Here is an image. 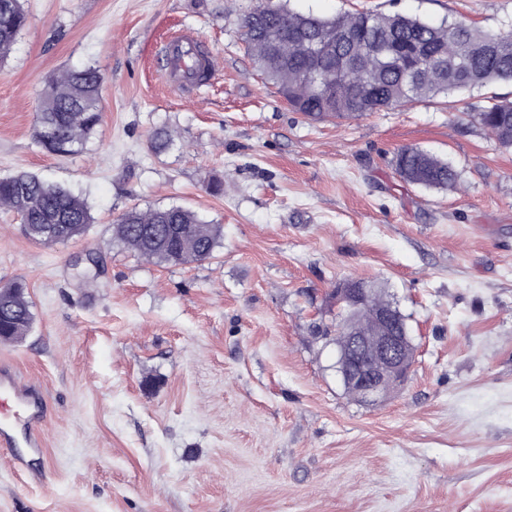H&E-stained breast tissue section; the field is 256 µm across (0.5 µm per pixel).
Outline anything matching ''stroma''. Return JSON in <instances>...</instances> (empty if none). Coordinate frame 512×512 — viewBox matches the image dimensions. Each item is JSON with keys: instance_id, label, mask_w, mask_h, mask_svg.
<instances>
[{"instance_id": "obj_1", "label": "stroma", "mask_w": 512, "mask_h": 512, "mask_svg": "<svg viewBox=\"0 0 512 512\" xmlns=\"http://www.w3.org/2000/svg\"><path fill=\"white\" fill-rule=\"evenodd\" d=\"M258 3L24 0L0 62V176L61 185L93 222L44 246L0 210V286L24 281L34 314L0 362L49 398L46 477L0 449V512H512V149L467 121L512 85L312 120L248 53ZM273 3L512 26V0ZM184 30L219 72L193 96L157 66ZM84 66L105 78L100 126L82 154L41 151L48 80ZM404 147L450 162L457 189L404 183ZM173 205L221 225L212 259L164 265L114 238L128 209ZM350 280L385 290L416 347L375 405L346 392L327 335Z\"/></svg>"}]
</instances>
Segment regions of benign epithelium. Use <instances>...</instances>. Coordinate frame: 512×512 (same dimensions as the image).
<instances>
[{"instance_id": "benign-epithelium-1", "label": "benign epithelium", "mask_w": 512, "mask_h": 512, "mask_svg": "<svg viewBox=\"0 0 512 512\" xmlns=\"http://www.w3.org/2000/svg\"><path fill=\"white\" fill-rule=\"evenodd\" d=\"M336 368L347 391L374 405L403 386L415 346L406 319L365 282L351 280L335 291Z\"/></svg>"}]
</instances>
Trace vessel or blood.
Here are the masks:
<instances>
[{
    "instance_id": "obj_1",
    "label": "vessel or blood",
    "mask_w": 512,
    "mask_h": 512,
    "mask_svg": "<svg viewBox=\"0 0 512 512\" xmlns=\"http://www.w3.org/2000/svg\"><path fill=\"white\" fill-rule=\"evenodd\" d=\"M213 70L214 65L196 34H182L166 45L161 68L167 78H175L188 63ZM48 411V400L36 385L19 381L10 366L0 367V447L8 449L15 468L40 481L45 477L41 426Z\"/></svg>"
}]
</instances>
